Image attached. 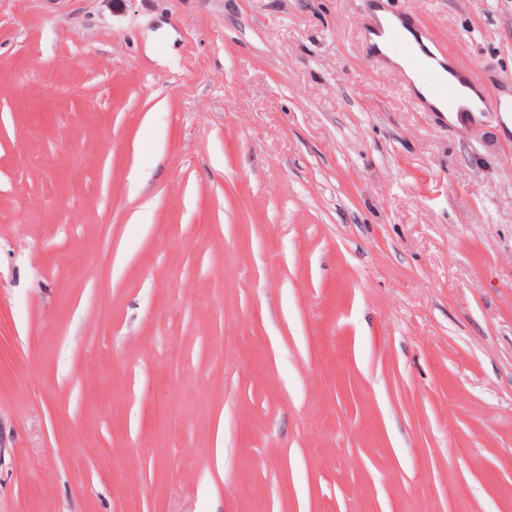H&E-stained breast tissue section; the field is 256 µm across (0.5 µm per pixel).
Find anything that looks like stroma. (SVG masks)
Segmentation results:
<instances>
[{"instance_id":"35a3bbf8","label":"stroma","mask_w":512,"mask_h":512,"mask_svg":"<svg viewBox=\"0 0 512 512\" xmlns=\"http://www.w3.org/2000/svg\"><path fill=\"white\" fill-rule=\"evenodd\" d=\"M512 93V0H386ZM361 0H0V512H512V128ZM364 4L369 11H373L377 7L378 0H365ZM373 27V32L370 36V44L373 51L387 59L385 62L388 66L399 67L403 69L405 74L414 82L415 89L411 82L406 84V90L414 95L416 93L427 100L433 107L422 100V108L426 112H445L444 106L437 101L436 97L422 84L416 75L410 69V66L418 73L420 78L430 86L435 94L443 101L446 112L448 114L455 113L451 116V120L458 123V117L462 121L463 117H467V124H474L477 121L485 119L484 113H502L505 111L502 100L495 97H486L481 95L477 101L465 102L464 88H473V78L475 76L471 67L465 66L447 50V65L448 73L444 71L445 65L443 58L436 54L431 48L426 39L421 36L417 31L411 28V31H405L399 27H390L385 33V38L391 49L396 50L405 57L392 53L386 41L378 34L380 29H385L391 25H400L398 17L384 8H376L370 19ZM416 48H426L428 51L436 55V59L432 60L433 64L443 73L441 74L431 63V54H421ZM448 74V76L444 75ZM470 94L477 97L478 91L474 88L471 89ZM438 110V111H437ZM459 124V123H458Z\"/></svg>"}]
</instances>
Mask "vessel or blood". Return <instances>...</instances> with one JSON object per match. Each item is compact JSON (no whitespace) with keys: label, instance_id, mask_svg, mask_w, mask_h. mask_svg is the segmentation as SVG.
Returning <instances> with one entry per match:
<instances>
[{"label":"vessel or blood","instance_id":"obj_1","mask_svg":"<svg viewBox=\"0 0 512 512\" xmlns=\"http://www.w3.org/2000/svg\"><path fill=\"white\" fill-rule=\"evenodd\" d=\"M391 49L404 55L420 78L430 86L443 101L448 113L467 119L468 123L483 120L485 114L504 112L502 100L494 97H479L469 102L464 97L465 88L473 84L474 71L459 62L455 56H448L446 72H439L429 55L419 53L398 27L389 28L385 34Z\"/></svg>","mask_w":512,"mask_h":512}]
</instances>
